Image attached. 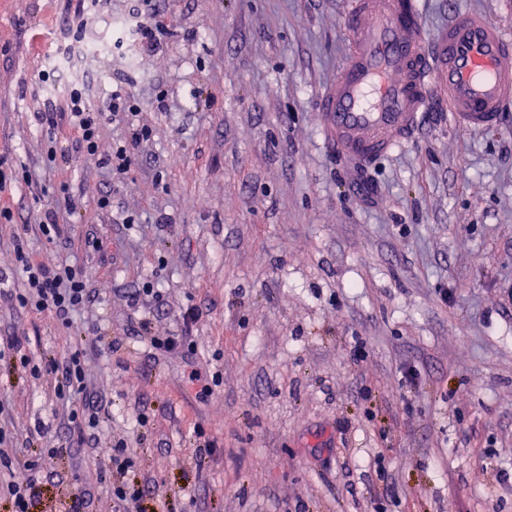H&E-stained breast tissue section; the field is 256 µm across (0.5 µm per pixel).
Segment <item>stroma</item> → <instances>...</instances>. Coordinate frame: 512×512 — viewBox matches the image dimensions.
<instances>
[{
	"label": "stroma",
	"instance_id": "35a3bbf8",
	"mask_svg": "<svg viewBox=\"0 0 512 512\" xmlns=\"http://www.w3.org/2000/svg\"><path fill=\"white\" fill-rule=\"evenodd\" d=\"M421 2L431 29L461 5L512 28V0ZM154 4L165 31L144 72L137 0H91L76 38L65 0H0V172L34 177L0 191V276L22 288L21 236L35 261L84 265L97 295L69 329L0 300V336H25L41 368L0 351L4 446L58 450L35 512H63L76 487L90 512H117L102 458L67 447L62 375L43 369L89 346L95 434L133 456L144 512H512V119L465 131L436 105L402 151L354 173L316 121L348 0ZM78 42L107 49L41 82ZM75 80L91 104L123 82L140 102L153 135L124 179L101 166L117 124L97 154L46 164L36 117ZM63 182L82 208L58 247L33 217L41 187ZM105 193L139 223L100 211ZM92 231L102 251L85 248ZM150 278L162 303L131 310ZM191 306L192 364L146 346ZM70 472L77 486L58 481Z\"/></svg>",
	"mask_w": 512,
	"mask_h": 512
}]
</instances>
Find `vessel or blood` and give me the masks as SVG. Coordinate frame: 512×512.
I'll return each instance as SVG.
<instances>
[{"instance_id":"vessel-or-blood-1","label":"vessel or blood","mask_w":512,"mask_h":512,"mask_svg":"<svg viewBox=\"0 0 512 512\" xmlns=\"http://www.w3.org/2000/svg\"><path fill=\"white\" fill-rule=\"evenodd\" d=\"M346 28L348 56L317 109L338 161L366 167L404 147L437 92L467 131L512 112V33L482 13L456 9L431 35L419 0H351Z\"/></svg>"}]
</instances>
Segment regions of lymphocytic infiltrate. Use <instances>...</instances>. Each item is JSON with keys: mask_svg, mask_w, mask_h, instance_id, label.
Here are the masks:
<instances>
[{"mask_svg": "<svg viewBox=\"0 0 512 512\" xmlns=\"http://www.w3.org/2000/svg\"><path fill=\"white\" fill-rule=\"evenodd\" d=\"M140 110L138 100L127 88L113 90L105 105L92 106L83 87L73 85L67 95V110L60 113L48 109L39 113L38 121L45 132L44 154L48 163H56L67 152L93 154L99 147V139L105 125L116 122L124 125L125 136L112 148L103 164L113 175L128 173L132 158L131 152L143 142L149 141L152 131L148 126L136 123ZM69 118L76 131L70 148H63L57 138V130L62 118ZM65 203L64 208H49L36 214L37 227L46 241L61 243L63 239L61 218L63 214L77 212L80 196L70 185L59 188ZM16 261L25 278L22 292H4L0 297L21 309L35 314L52 315L63 327H71L74 317L85 311L92 303L94 294L90 278L82 267L67 263L45 264L32 261L24 247H17ZM86 350L80 349L69 355L64 362H51V370L62 373V381L56 387L58 399L72 406L69 421L77 434L78 441H85L88 432L98 425L100 402L90 392L86 382ZM100 457L112 465V498L122 512H142L143 488L136 482L127 480L126 472L132 468L134 460L126 455L124 448H103ZM25 474L22 480L9 481L6 492L12 502L13 512H34L39 488L43 479V467L39 460L28 459L23 464Z\"/></svg>", "mask_w": 512, "mask_h": 512, "instance_id": "f902f5d3", "label": "lymphocytic infiltrate"}]
</instances>
